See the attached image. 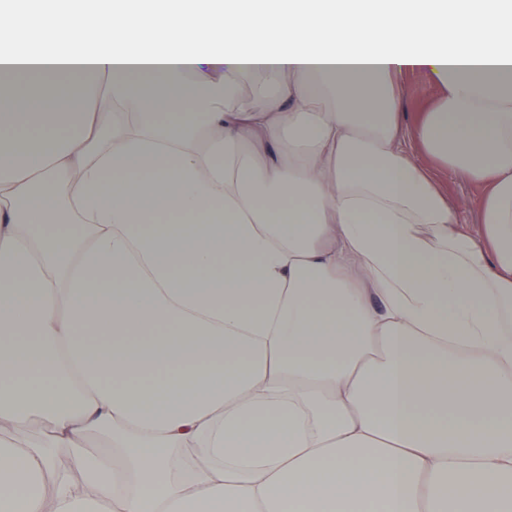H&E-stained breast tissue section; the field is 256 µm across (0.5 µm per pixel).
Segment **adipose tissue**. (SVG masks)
<instances>
[{"label":"adipose tissue","mask_w":512,"mask_h":512,"mask_svg":"<svg viewBox=\"0 0 512 512\" xmlns=\"http://www.w3.org/2000/svg\"><path fill=\"white\" fill-rule=\"evenodd\" d=\"M1 85L0 512H512V0H0ZM401 112L406 114V131L412 134L420 112H426L435 100L438 89L420 73H411L403 81ZM440 177L445 183L446 189H448L449 199L458 207L464 221L477 226L480 216L473 204L476 193L474 186L458 174L447 169L440 171Z\"/></svg>","instance_id":"obj_1"}]
</instances>
